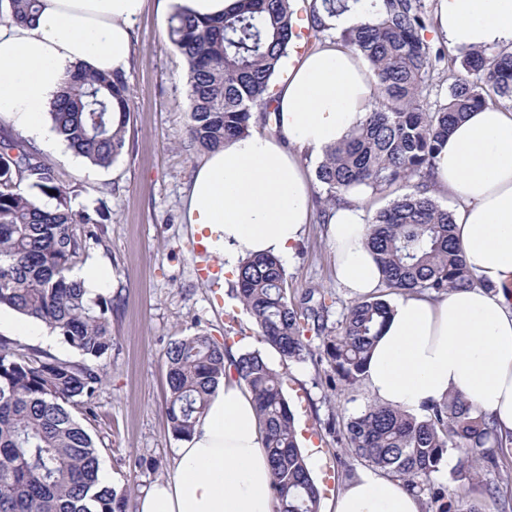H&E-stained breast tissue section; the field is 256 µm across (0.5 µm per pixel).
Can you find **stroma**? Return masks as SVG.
Returning <instances> with one entry per match:
<instances>
[{"instance_id": "35a3bbf8", "label": "stroma", "mask_w": 512, "mask_h": 512, "mask_svg": "<svg viewBox=\"0 0 512 512\" xmlns=\"http://www.w3.org/2000/svg\"><path fill=\"white\" fill-rule=\"evenodd\" d=\"M168 19L158 0H144L132 28L126 152L95 172L64 143L42 152L66 173L77 203H101L108 212L103 242L88 257L111 270L106 294L115 305L114 345L95 398L97 417L87 424L100 451V467L116 487L133 473L145 487L170 474L180 442L163 410L168 395L164 353L172 341L203 330L219 342L232 337L240 351H260L273 368H286L284 393L298 420L300 445L319 448L310 470L323 499H331L347 484L348 472L364 471L366 465L342 452L328 424L359 413L372 396L363 385L331 387L330 368L318 357L283 365L279 354L260 341L249 317L238 312L229 296L233 279L223 277L214 285L199 275L184 199L200 157L179 147L186 136V65L168 39ZM334 262L335 249L318 217L307 225L285 270L294 291L316 287L332 293L336 320L352 298L337 284ZM459 459L458 452H450L433 482L461 490L486 512L512 506V448L480 482L461 478ZM138 460L143 463L139 469L134 466ZM489 484L497 486L496 497L486 495Z\"/></svg>"}]
</instances>
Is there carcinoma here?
I'll use <instances>...</instances> for the list:
<instances>
[{"instance_id": "1", "label": "carcinoma", "mask_w": 512, "mask_h": 512, "mask_svg": "<svg viewBox=\"0 0 512 512\" xmlns=\"http://www.w3.org/2000/svg\"><path fill=\"white\" fill-rule=\"evenodd\" d=\"M10 17L26 20L39 0H8ZM437 0H310L308 31L330 36L320 11L361 8L365 19L339 40L368 64L376 79L373 108L315 170L320 213L361 190L389 196L368 218V246L382 273L381 294L355 301L329 322L335 301L319 288L301 294L288 284L281 261L246 258L233 298L257 327L261 341L285 362L311 354L312 334L344 386L359 383L372 346L387 321L383 293L442 296L469 288L476 278L454 241L451 212L430 195L435 154L452 124L489 103L512 105V52L484 49L448 54L427 40ZM291 0H239L217 19L175 12L168 39L187 65L188 100L183 148L214 152L224 141L269 125L276 113L272 83L294 34ZM447 95H441L443 85ZM131 112L127 78L78 68L51 104V129L69 150L100 168L127 146ZM65 173L26 141L0 135V308L42 323L80 359L56 358L0 337V512H134L139 484L118 489L99 477V453L85 421L96 417L94 398L112 352V299L92 300L71 274L102 242L103 206L71 205ZM55 200L47 207L38 202ZM228 344L200 330L171 343L166 352L168 397L164 413L172 435H191L210 394L224 377ZM234 369L252 393L263 424L276 500L274 512H318L320 491L298 445L295 415L283 395L285 375L257 350L245 351ZM336 441L357 459L401 482L418 497L430 495L433 512H485L457 491L429 484L451 450L466 449L471 479L496 468L501 437L477 406L453 394L422 417L369 403L350 416Z\"/></svg>"}]
</instances>
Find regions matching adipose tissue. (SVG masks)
<instances>
[{
  "label": "adipose tissue",
  "instance_id": "adipose-tissue-1",
  "mask_svg": "<svg viewBox=\"0 0 512 512\" xmlns=\"http://www.w3.org/2000/svg\"><path fill=\"white\" fill-rule=\"evenodd\" d=\"M143 3L40 0L32 18L0 19V117L28 143L53 148L48 112L68 72L127 70ZM436 20L450 50L512 49V0H438ZM283 71L274 133L255 132L205 156L186 195V223L206 232L209 252L228 273L260 253L289 262L313 219V185L299 151L323 157L374 102L371 72L343 44L291 56ZM433 184L453 203L455 237L480 283L440 298L395 299L364 382L376 401L416 416L461 393L512 435V108L468 113L436 156ZM368 232L361 203L329 215L336 280L357 297L381 285ZM275 496L253 398L229 372L177 448L171 474L137 498L135 512H273ZM328 512L422 507L399 481L367 470Z\"/></svg>",
  "mask_w": 512,
  "mask_h": 512
}]
</instances>
